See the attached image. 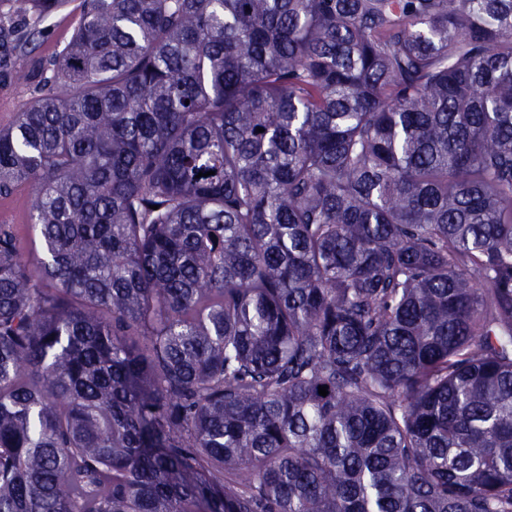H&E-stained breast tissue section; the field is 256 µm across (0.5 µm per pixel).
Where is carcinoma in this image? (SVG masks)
<instances>
[{
  "label": "carcinoma",
  "instance_id": "carcinoma-1",
  "mask_svg": "<svg viewBox=\"0 0 512 512\" xmlns=\"http://www.w3.org/2000/svg\"><path fill=\"white\" fill-rule=\"evenodd\" d=\"M7 2L0 512H512V0ZM79 1L80 0H74V2H71L67 10L57 14L50 22L47 23V25H49L48 36L45 38L43 45L38 50L43 55L50 54L53 51L56 42L61 41L68 36L79 15V11L77 9ZM35 186L23 184L16 193L7 199L0 198V224H12L20 237L22 255L30 262L34 261V234L27 223L28 213L34 197Z\"/></svg>",
  "mask_w": 512,
  "mask_h": 512
}]
</instances>
